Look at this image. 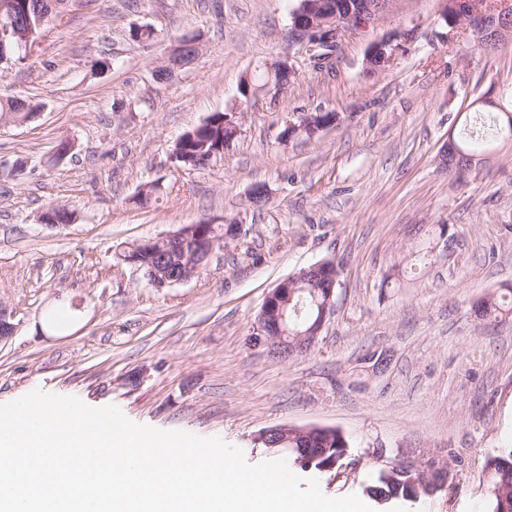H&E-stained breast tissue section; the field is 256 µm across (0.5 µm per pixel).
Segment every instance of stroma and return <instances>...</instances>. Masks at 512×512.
Here are the masks:
<instances>
[{"instance_id":"stroma-1","label":"stroma","mask_w":512,"mask_h":512,"mask_svg":"<svg viewBox=\"0 0 512 512\" xmlns=\"http://www.w3.org/2000/svg\"><path fill=\"white\" fill-rule=\"evenodd\" d=\"M299 0H66L37 52L0 67V100L39 103L0 125V404L39 389L132 422L220 437L249 464L257 436L320 426L350 442L348 466L318 473L328 496H365L383 468L430 461L449 488L404 512H489L488 456L512 447V314L472 307L512 286V147L463 172L441 161L485 95L512 109V34L488 51L442 22L446 0H390L322 71L238 112L245 74L284 54ZM151 28L139 42L132 30ZM402 43L369 70V48ZM184 36L198 57L153 78ZM240 131L203 169L171 158L215 112ZM333 112L318 137L284 142L301 113ZM72 151L53 156L61 141ZM148 182L147 205L132 197ZM267 191L262 203L250 193ZM74 214L41 223L50 207ZM241 224L207 267L154 287L124 245L190 224ZM334 304L308 354L278 362L249 337L266 295L323 260Z\"/></svg>"}]
</instances>
